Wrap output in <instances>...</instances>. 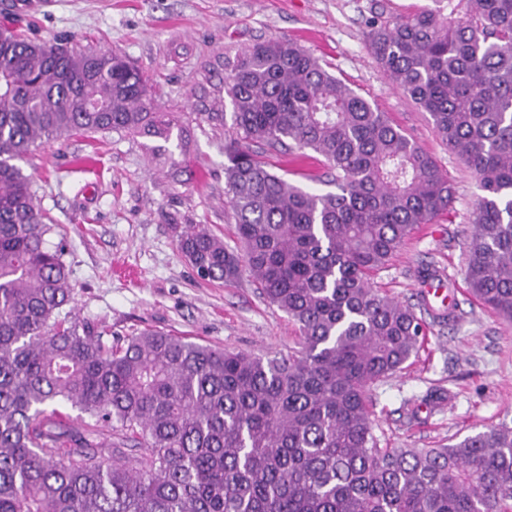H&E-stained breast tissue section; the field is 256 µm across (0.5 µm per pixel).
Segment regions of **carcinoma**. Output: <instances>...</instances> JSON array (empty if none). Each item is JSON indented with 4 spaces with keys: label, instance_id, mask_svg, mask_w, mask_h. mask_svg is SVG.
<instances>
[{
    "label": "carcinoma",
    "instance_id": "obj_1",
    "mask_svg": "<svg viewBox=\"0 0 512 512\" xmlns=\"http://www.w3.org/2000/svg\"><path fill=\"white\" fill-rule=\"evenodd\" d=\"M368 33L384 76L427 112L483 195L465 281L512 322V0H458ZM198 123L224 128L239 249L177 234L198 276L248 275L301 348L252 356L143 330L108 342L73 315L56 225L19 162L61 137L124 133L187 174L185 112L126 55L0 24V512H512V427L383 448L371 386L417 354L413 308L373 285L454 188L412 138L286 38L202 65ZM259 146L262 151L254 150ZM322 158L336 191L288 182L271 152ZM80 411L72 419L58 407Z\"/></svg>",
    "mask_w": 512,
    "mask_h": 512
}]
</instances>
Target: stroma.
<instances>
[{"instance_id": "obj_1", "label": "stroma", "mask_w": 512, "mask_h": 512, "mask_svg": "<svg viewBox=\"0 0 512 512\" xmlns=\"http://www.w3.org/2000/svg\"><path fill=\"white\" fill-rule=\"evenodd\" d=\"M6 2L0 0V18L38 38L70 36L83 47L125 53L151 78L161 103L177 112L192 111L191 90L211 56L272 37L313 52L431 155L456 189L448 213L418 226L374 277L377 288L426 321L417 357L369 391L377 435L392 448H438L512 421V323L486 310L464 280L481 190L429 114L384 77L367 41L369 20L390 23L425 7L444 11L448 0H26L16 8ZM231 134L192 127L184 159L193 177L186 184L152 164L139 138L74 136L33 149L22 168L64 238L81 321L116 336L153 328L254 355L295 348L296 326L248 278L228 285L203 280L177 248L176 230L187 224L238 245L224 206ZM426 268L449 285L461 314L456 322L432 319L441 301L421 298ZM435 388L447 394L437 406L428 400Z\"/></svg>"}]
</instances>
